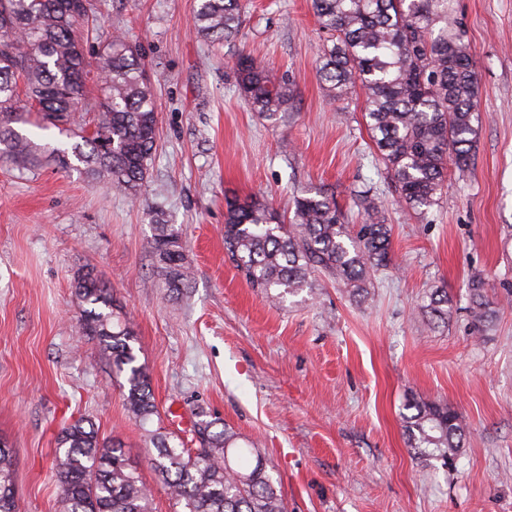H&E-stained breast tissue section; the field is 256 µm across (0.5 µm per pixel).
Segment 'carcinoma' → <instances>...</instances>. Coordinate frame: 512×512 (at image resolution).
<instances>
[{"label": "carcinoma", "mask_w": 512, "mask_h": 512, "mask_svg": "<svg viewBox=\"0 0 512 512\" xmlns=\"http://www.w3.org/2000/svg\"><path fill=\"white\" fill-rule=\"evenodd\" d=\"M91 0H0V157L19 168L32 161L28 138L13 124L36 110L62 131L87 109L91 62L75 33ZM326 34L319 47V77L329 100L365 96L371 141L399 194V202L423 212L440 198L448 165L462 177L475 152L482 124L478 85L468 52L467 31L454 0H311ZM244 0H195L198 34L228 41L240 31ZM102 98L93 106L94 129L79 139L47 146L62 168L107 181L140 201L156 150L157 106L139 50L115 31L97 56ZM240 93L265 120L275 123L288 108L286 84L251 54L235 62ZM25 98H20V95ZM363 223L347 224L333 195L307 190L293 201V215L267 204L230 202L224 213V250L251 287L274 304L312 287L323 273L350 296L363 297L371 273L391 261V228L384 211L359 195ZM150 253L166 288L180 295L193 279L176 224H155ZM86 304L82 334L97 341L124 378L125 406L149 437L153 470L178 512H287L280 488L254 444L212 420L199 419L202 448L172 443L157 415L148 369L131 345L134 332L115 312L112 290L93 269L74 279ZM422 306L426 325L448 317V291L435 288ZM467 311L475 331L496 317L486 282L467 284ZM402 416L407 446L424 461L453 464L464 436L458 413L446 404L410 401ZM14 453L0 442V512H17ZM55 473L60 512H152L151 492L121 444L100 437L92 421L78 419L57 441Z\"/></svg>", "instance_id": "1"}]
</instances>
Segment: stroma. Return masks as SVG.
Wrapping results in <instances>:
<instances>
[{
	"mask_svg": "<svg viewBox=\"0 0 512 512\" xmlns=\"http://www.w3.org/2000/svg\"><path fill=\"white\" fill-rule=\"evenodd\" d=\"M79 27L88 54L123 29L154 75L158 144L140 203L45 156L0 159V440L15 452L19 512H58L54 458L64 426L89 418L122 441L174 512L149 464L110 362L80 328L75 275L94 268L130 323L162 425L189 440L197 413L257 442L288 512H512V0H455L484 120L465 178L435 205L403 207L363 119L364 96L329 102L323 34L310 0H248L239 35L198 36L194 0H94ZM265 61L290 100L279 123L253 112L238 54ZM334 194L358 224L369 190L391 227L392 262L365 301L324 276L273 306L224 253L227 200L290 212L294 196ZM183 228L190 288L172 297L147 244L157 219ZM481 274L497 308L476 337L465 310ZM447 289V320L418 307ZM452 406L465 427L453 465L415 458L408 401Z\"/></svg>",
	"mask_w": 512,
	"mask_h": 512,
	"instance_id": "obj_1",
	"label": "stroma"
}]
</instances>
